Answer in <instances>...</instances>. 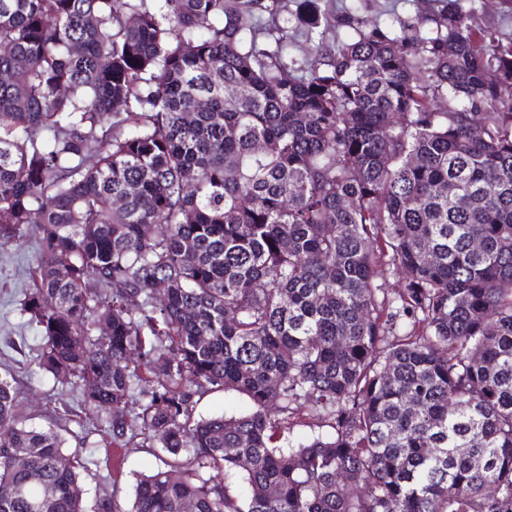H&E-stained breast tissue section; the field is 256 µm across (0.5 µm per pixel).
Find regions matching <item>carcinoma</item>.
<instances>
[{"label":"carcinoma","instance_id":"1","mask_svg":"<svg viewBox=\"0 0 512 512\" xmlns=\"http://www.w3.org/2000/svg\"><path fill=\"white\" fill-rule=\"evenodd\" d=\"M440 2L332 39L319 0H0V247L80 393L37 430L0 375V512H512V39ZM88 420L164 464L129 508ZM247 405L241 396L234 392H215L201 398L196 406L195 415L199 417H210L213 415L231 412H244Z\"/></svg>","mask_w":512,"mask_h":512}]
</instances>
